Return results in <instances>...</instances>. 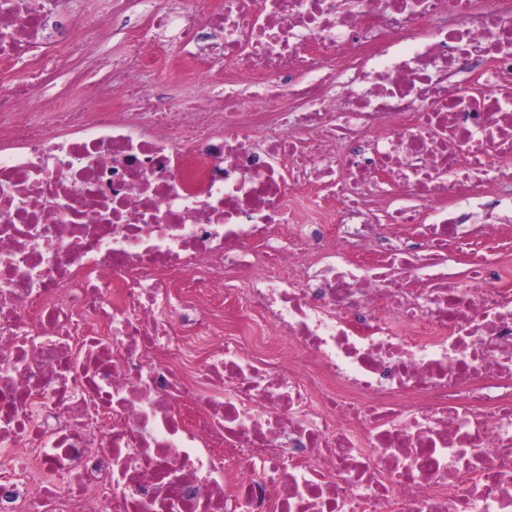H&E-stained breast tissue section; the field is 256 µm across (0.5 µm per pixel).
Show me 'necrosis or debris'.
Segmentation results:
<instances>
[{"instance_id":"1","label":"necrosis or debris","mask_w":512,"mask_h":512,"mask_svg":"<svg viewBox=\"0 0 512 512\" xmlns=\"http://www.w3.org/2000/svg\"><path fill=\"white\" fill-rule=\"evenodd\" d=\"M511 263L512 0H0V512H512Z\"/></svg>"}]
</instances>
